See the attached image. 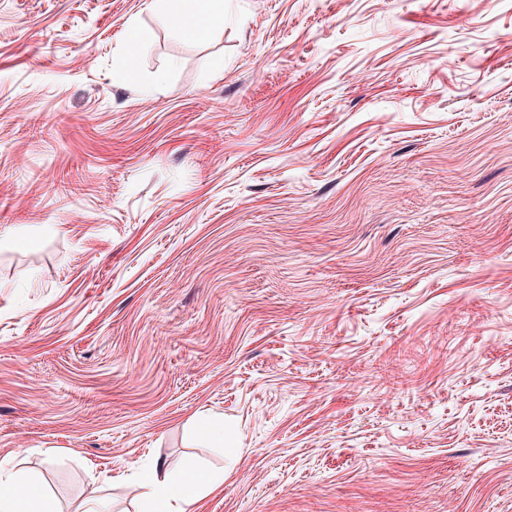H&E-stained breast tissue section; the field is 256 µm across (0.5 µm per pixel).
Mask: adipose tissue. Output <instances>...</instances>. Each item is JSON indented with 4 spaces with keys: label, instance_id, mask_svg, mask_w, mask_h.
<instances>
[{
    "label": "adipose tissue",
    "instance_id": "obj_1",
    "mask_svg": "<svg viewBox=\"0 0 512 512\" xmlns=\"http://www.w3.org/2000/svg\"><path fill=\"white\" fill-rule=\"evenodd\" d=\"M224 21V0H183L175 15L178 30L207 37ZM223 477L202 480L179 477L167 465L156 464L141 482L150 512H197L202 498L220 490ZM0 512H52L50 503L39 497L30 482L0 472Z\"/></svg>",
    "mask_w": 512,
    "mask_h": 512
}]
</instances>
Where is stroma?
<instances>
[{
    "instance_id": "stroma-1",
    "label": "stroma",
    "mask_w": 512,
    "mask_h": 512,
    "mask_svg": "<svg viewBox=\"0 0 512 512\" xmlns=\"http://www.w3.org/2000/svg\"><path fill=\"white\" fill-rule=\"evenodd\" d=\"M149 3L0 0V468L55 512L159 462L225 474L200 512H512V0L204 42ZM142 46L143 42L136 26L133 23L127 24L122 47L125 76L129 79H133L135 77V61Z\"/></svg>"
}]
</instances>
